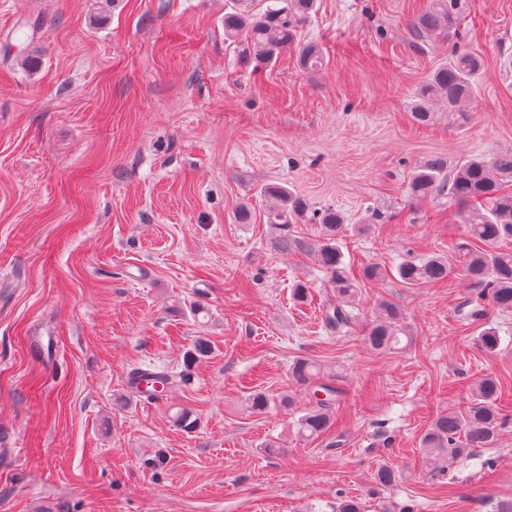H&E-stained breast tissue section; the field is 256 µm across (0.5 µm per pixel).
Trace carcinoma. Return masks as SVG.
Segmentation results:
<instances>
[{
  "label": "carcinoma",
  "instance_id": "1",
  "mask_svg": "<svg viewBox=\"0 0 512 512\" xmlns=\"http://www.w3.org/2000/svg\"><path fill=\"white\" fill-rule=\"evenodd\" d=\"M265 8L254 13L249 0H235L224 13V33L242 42V56L260 65H270L280 55L294 47L299 64L308 72L325 66V56L315 43L299 44L301 29L306 25L316 0H263ZM461 0H430L425 10L412 23L414 43L446 39L457 31ZM482 68V60L467 51L452 49L447 65L436 69L428 82L418 91L410 106L413 120L429 125L437 113L448 114L451 124H464L468 113L464 108L473 95L474 79ZM512 150L496 153L490 158L466 156L452 167L448 160L434 156L415 167L408 184L411 199L422 201L446 194L467 209L466 237L456 245L463 256V276L473 287L464 306L468 315L482 319L487 306L502 313L512 312V252L500 250V244L512 239ZM265 194L273 200L266 219L270 229L273 250L308 252L315 256L324 269L328 283L336 295V304L323 313L325 328L341 333L357 321L358 283L344 262L340 242L347 229L344 214L334 208L317 213L320 233L317 238L304 240L295 234L294 225L300 223L307 211L306 201L291 188L270 184ZM452 272V261L447 254L436 253L418 261L406 260L397 267L400 282L407 287L438 283ZM383 316L366 327L365 343L373 351L399 348L402 342H411L406 327L400 323L399 311L382 305ZM500 336L490 327L482 330L477 344L486 351L498 348ZM212 353L210 342L196 337L187 357L199 361ZM290 377L299 389L313 400L312 405L297 420L302 438L317 439L331 427L333 408L342 396L333 376L324 374L322 367L308 358H299L292 364ZM162 383L168 388L174 376L165 370H137L132 373L130 385L144 396L145 383ZM500 385L497 378L485 374L472 387L471 400L462 410L444 411L436 416L422 436L421 447L425 462L435 471L452 466L457 460L475 455L478 448H492L505 425L498 407ZM253 408L290 407L291 395L273 397L255 392L250 397Z\"/></svg>",
  "mask_w": 512,
  "mask_h": 512
}]
</instances>
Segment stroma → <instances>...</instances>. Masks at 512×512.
<instances>
[{
	"mask_svg": "<svg viewBox=\"0 0 512 512\" xmlns=\"http://www.w3.org/2000/svg\"><path fill=\"white\" fill-rule=\"evenodd\" d=\"M227 2L0 0V50L39 60L0 54V512H337L345 499L497 512L512 499V421L445 473L424 467L419 439L487 373L512 417V313L489 311L501 341L484 351L460 270L408 288L395 268L464 233L457 202L410 199L414 168L512 148V0H466L463 46L484 69L461 127L410 116L452 49L411 46L427 0H317L301 36L327 56L315 73L292 49L269 67L244 60ZM269 183L348 217L353 272L386 269L361 282L348 332L324 327L335 297L312 258L270 247ZM384 301L412 337L404 350L364 343ZM199 336L214 350L188 362ZM299 357L343 390L314 441L295 427L310 405L290 381ZM157 368L186 380L155 400L130 389L133 371ZM256 391L297 406L252 410ZM180 407L195 429L174 424ZM384 465L395 486L376 483Z\"/></svg>",
	"mask_w": 512,
	"mask_h": 512,
	"instance_id": "1",
	"label": "stroma"
}]
</instances>
